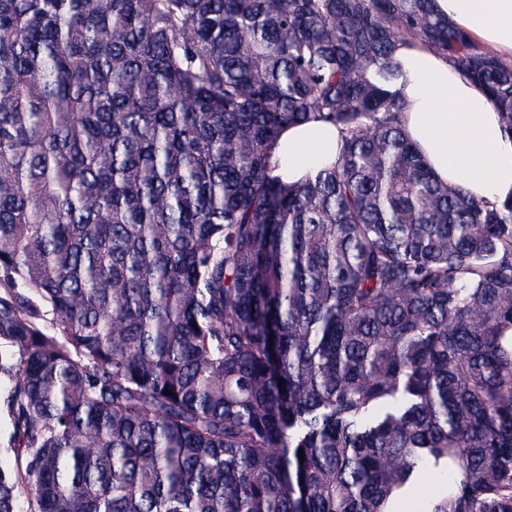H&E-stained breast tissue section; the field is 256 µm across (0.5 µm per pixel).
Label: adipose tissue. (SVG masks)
Listing matches in <instances>:
<instances>
[{
	"label": "adipose tissue",
	"instance_id": "obj_1",
	"mask_svg": "<svg viewBox=\"0 0 512 512\" xmlns=\"http://www.w3.org/2000/svg\"><path fill=\"white\" fill-rule=\"evenodd\" d=\"M437 9L488 52L512 61V0H435ZM407 73L400 92L403 128L429 167L448 185L480 201L512 199V135L484 87L414 41L399 51ZM342 132L319 121L283 130L273 174L293 184L333 163Z\"/></svg>",
	"mask_w": 512,
	"mask_h": 512
}]
</instances>
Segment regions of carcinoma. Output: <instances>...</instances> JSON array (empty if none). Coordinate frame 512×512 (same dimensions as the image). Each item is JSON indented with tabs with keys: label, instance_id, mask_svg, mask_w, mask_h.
I'll return each instance as SVG.
<instances>
[{
	"label": "carcinoma",
	"instance_id": "cac0c4a2",
	"mask_svg": "<svg viewBox=\"0 0 512 512\" xmlns=\"http://www.w3.org/2000/svg\"><path fill=\"white\" fill-rule=\"evenodd\" d=\"M434 0H0V512H512V200L401 123ZM336 161L272 175L280 132ZM304 459H299V452ZM342 132L319 121L291 125L283 130L272 153V174L293 184L336 160Z\"/></svg>",
	"mask_w": 512,
	"mask_h": 512
}]
</instances>
